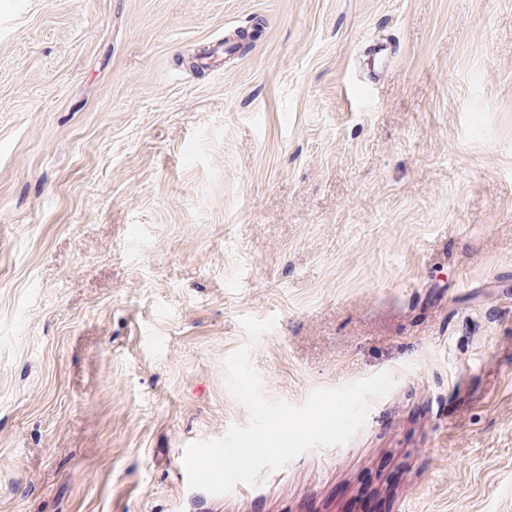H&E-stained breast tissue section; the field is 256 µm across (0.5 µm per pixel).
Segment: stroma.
Returning <instances> with one entry per match:
<instances>
[{"label":"stroma","instance_id":"35a3bbf8","mask_svg":"<svg viewBox=\"0 0 512 512\" xmlns=\"http://www.w3.org/2000/svg\"><path fill=\"white\" fill-rule=\"evenodd\" d=\"M245 345L271 401L395 385L190 489ZM0 512H512V0H0Z\"/></svg>","mask_w":512,"mask_h":512}]
</instances>
